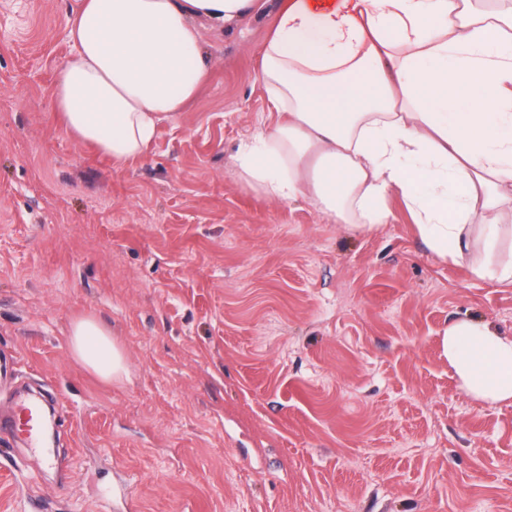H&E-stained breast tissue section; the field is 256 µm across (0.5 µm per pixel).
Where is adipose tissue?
Instances as JSON below:
<instances>
[{
	"mask_svg": "<svg viewBox=\"0 0 512 512\" xmlns=\"http://www.w3.org/2000/svg\"><path fill=\"white\" fill-rule=\"evenodd\" d=\"M258 0H75L74 49L53 100L64 129L121 167L207 78L200 23L248 15ZM276 121L242 140L233 173L281 204L302 197L369 232L400 196L427 248L477 279L512 283L496 255L512 190V13L478 0H282L260 53ZM480 232L483 259L468 253ZM74 358L102 380L128 374L109 328L72 321ZM442 349L461 389L512 401V337L451 324Z\"/></svg>",
	"mask_w": 512,
	"mask_h": 512,
	"instance_id": "ef3b65f1",
	"label": "adipose tissue"
}]
</instances>
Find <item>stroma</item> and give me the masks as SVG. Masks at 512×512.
<instances>
[{"label": "stroma", "mask_w": 512, "mask_h": 512, "mask_svg": "<svg viewBox=\"0 0 512 512\" xmlns=\"http://www.w3.org/2000/svg\"><path fill=\"white\" fill-rule=\"evenodd\" d=\"M73 2L0 0V410L28 391L57 436L0 432V512H512V403L441 349L460 319L511 337L512 284L437 259L398 198L361 233L233 175L279 0L203 27L206 83L123 167L54 110ZM85 314L128 379L72 357Z\"/></svg>", "instance_id": "obj_1"}]
</instances>
